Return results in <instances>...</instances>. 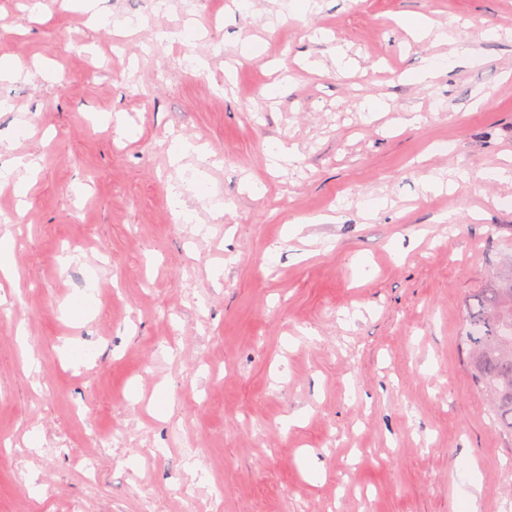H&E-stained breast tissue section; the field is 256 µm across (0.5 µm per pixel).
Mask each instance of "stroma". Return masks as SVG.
<instances>
[{
  "label": "stroma",
  "mask_w": 512,
  "mask_h": 512,
  "mask_svg": "<svg viewBox=\"0 0 512 512\" xmlns=\"http://www.w3.org/2000/svg\"><path fill=\"white\" fill-rule=\"evenodd\" d=\"M0 57V171L35 173L0 186V512H184L202 473L204 512H512L458 342L512 267V0H0Z\"/></svg>",
  "instance_id": "stroma-1"
}]
</instances>
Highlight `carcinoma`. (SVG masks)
I'll return each mask as SVG.
<instances>
[{
    "label": "carcinoma",
    "mask_w": 512,
    "mask_h": 512,
    "mask_svg": "<svg viewBox=\"0 0 512 512\" xmlns=\"http://www.w3.org/2000/svg\"><path fill=\"white\" fill-rule=\"evenodd\" d=\"M458 340L472 385L490 397L499 433L512 438V269L468 305Z\"/></svg>",
    "instance_id": "carcinoma-1"
}]
</instances>
